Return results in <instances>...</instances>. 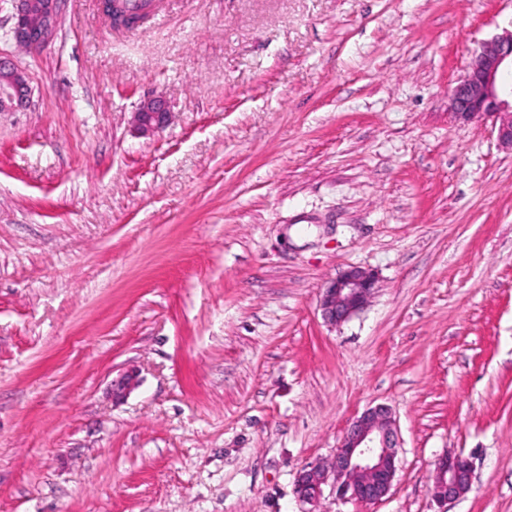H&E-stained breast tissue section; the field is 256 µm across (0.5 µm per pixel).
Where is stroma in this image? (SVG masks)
<instances>
[{"label": "stroma", "mask_w": 512, "mask_h": 512, "mask_svg": "<svg viewBox=\"0 0 512 512\" xmlns=\"http://www.w3.org/2000/svg\"><path fill=\"white\" fill-rule=\"evenodd\" d=\"M13 26L0 0L32 89L0 112V512H303L379 404L389 494L314 512H512V150L448 115L512 0H152L130 32L62 0L37 52ZM352 267L377 289L329 325ZM447 452L472 485L440 504ZM170 112L161 97L144 101L137 112H134V121L144 132H153L162 129L168 123ZM376 283L374 274L360 267L337 276L319 295L324 320L335 326L349 320L368 304Z\"/></svg>", "instance_id": "35a3bbf8"}]
</instances>
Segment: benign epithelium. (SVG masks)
<instances>
[{
	"mask_svg": "<svg viewBox=\"0 0 512 512\" xmlns=\"http://www.w3.org/2000/svg\"><path fill=\"white\" fill-rule=\"evenodd\" d=\"M60 0H13V38L25 49L36 52L52 39ZM101 12L114 26L131 28L139 20L123 12L118 0H100ZM512 71V31L482 43L470 58L465 75L449 95L451 117L456 121H480L492 116L498 122L499 143L512 150V83L501 76ZM31 88L25 76L8 62L0 61V112L26 106ZM170 112L165 101L155 97L143 102L134 121L144 132L162 129ZM371 271L353 267L337 276L319 295L324 320L332 325L349 320L370 301L376 288ZM138 385L128 372L113 385L116 397H123ZM398 435L390 409L378 405L365 410L347 426L331 460L302 469L295 481V494L302 503L313 504L330 486L338 499L377 502L390 491L397 471ZM471 485L469 461L458 454H445L434 468L431 496L446 502L464 495Z\"/></svg>",
	"mask_w": 512,
	"mask_h": 512,
	"instance_id": "7a95c632",
	"label": "benign epithelium"
}]
</instances>
